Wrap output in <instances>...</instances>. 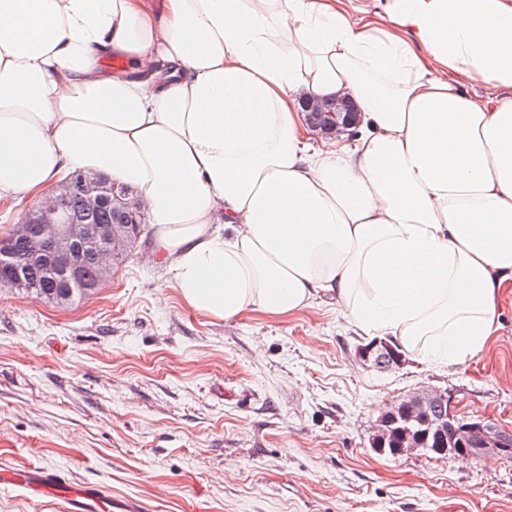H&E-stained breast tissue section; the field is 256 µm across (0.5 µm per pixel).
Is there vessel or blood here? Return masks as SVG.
<instances>
[{"mask_svg": "<svg viewBox=\"0 0 512 512\" xmlns=\"http://www.w3.org/2000/svg\"><path fill=\"white\" fill-rule=\"evenodd\" d=\"M5 488L61 502L66 512H144L143 505L135 499L114 498L100 484L73 481L47 467L32 466L17 472L1 464L0 489Z\"/></svg>", "mask_w": 512, "mask_h": 512, "instance_id": "vessel-or-blood-1", "label": "vessel or blood"}]
</instances>
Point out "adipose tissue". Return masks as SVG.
<instances>
[{"mask_svg": "<svg viewBox=\"0 0 512 512\" xmlns=\"http://www.w3.org/2000/svg\"><path fill=\"white\" fill-rule=\"evenodd\" d=\"M337 97L356 133L315 139ZM77 171L202 316L326 297L462 363L512 288V0H0V206ZM310 126L323 135L339 133L350 134L351 128L357 124L358 117L354 105L349 101H336L333 109L325 112V107L314 100L304 102Z\"/></svg>", "mask_w": 512, "mask_h": 512, "instance_id": "obj_1", "label": "adipose tissue"}]
</instances>
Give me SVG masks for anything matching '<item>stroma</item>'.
Instances as JSON below:
<instances>
[{"label": "stroma", "instance_id": "stroma-1", "mask_svg": "<svg viewBox=\"0 0 512 512\" xmlns=\"http://www.w3.org/2000/svg\"><path fill=\"white\" fill-rule=\"evenodd\" d=\"M145 232L111 278L56 305L0 292V464L40 465L146 512H512V458H393L369 438L417 392L512 431V289L488 348L380 369L335 304L229 321L191 310Z\"/></svg>", "mask_w": 512, "mask_h": 512}]
</instances>
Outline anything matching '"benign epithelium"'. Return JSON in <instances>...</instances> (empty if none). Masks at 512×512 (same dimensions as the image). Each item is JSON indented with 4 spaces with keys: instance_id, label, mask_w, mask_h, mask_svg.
<instances>
[{
    "instance_id": "obj_1",
    "label": "benign epithelium",
    "mask_w": 512,
    "mask_h": 512,
    "mask_svg": "<svg viewBox=\"0 0 512 512\" xmlns=\"http://www.w3.org/2000/svg\"><path fill=\"white\" fill-rule=\"evenodd\" d=\"M304 108L310 126L323 135L349 133L358 121L354 105L349 101L335 102V107L328 112L314 100L305 101ZM80 182L85 206L89 209L113 205L130 218L141 212L138 196L99 174L84 175ZM66 195V183L57 184L44 201L22 216L9 237L0 241V259L3 261L12 256L10 244L14 242L25 244L26 253L31 257L50 259L62 249L68 252L67 261L55 266L52 277L46 280L21 275L15 277L13 287L31 296L42 298L59 284L78 279L82 267L88 262L94 263L98 270L91 289L99 288L112 276L115 255L128 244V224L86 226L70 222L65 209ZM380 354L388 355L392 366L402 363V358L385 341L359 345L355 350L356 358L366 364L374 362ZM435 404L448 407V411L433 421L424 412ZM508 436L509 433L493 422L458 416L453 398L448 393L425 392L410 396L386 410L377 422L370 444L376 453L384 455L390 452L395 457L422 450L439 457L479 458L496 454L512 458V444L508 442ZM392 441L396 442V447L387 448Z\"/></svg>"
}]
</instances>
